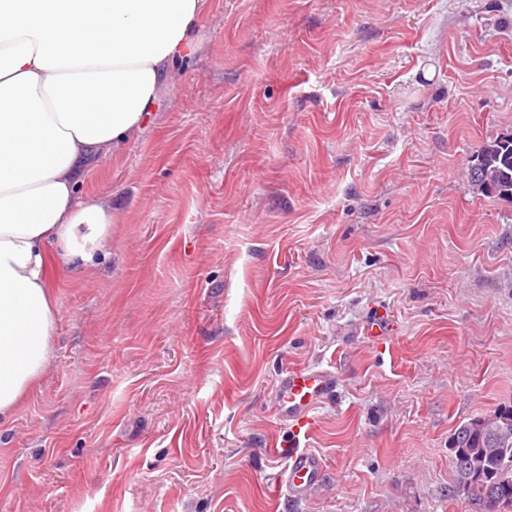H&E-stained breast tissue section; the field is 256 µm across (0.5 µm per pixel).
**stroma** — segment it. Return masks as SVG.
Masks as SVG:
<instances>
[{
    "instance_id": "stroma-1",
    "label": "stroma",
    "mask_w": 512,
    "mask_h": 512,
    "mask_svg": "<svg viewBox=\"0 0 512 512\" xmlns=\"http://www.w3.org/2000/svg\"><path fill=\"white\" fill-rule=\"evenodd\" d=\"M197 36L83 186L111 261L53 278L0 512H469L448 438L512 405V200L468 187L512 134V0H207ZM299 366L340 382L278 505Z\"/></svg>"
}]
</instances>
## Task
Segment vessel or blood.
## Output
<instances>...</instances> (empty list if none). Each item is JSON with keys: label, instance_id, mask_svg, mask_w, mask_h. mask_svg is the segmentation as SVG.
<instances>
[{"label": "vessel or blood", "instance_id": "obj_1", "mask_svg": "<svg viewBox=\"0 0 512 512\" xmlns=\"http://www.w3.org/2000/svg\"><path fill=\"white\" fill-rule=\"evenodd\" d=\"M335 371L318 367H299L280 377L273 398V410L281 418L291 421V436L287 444L272 448V456L279 458L283 469L270 487L273 498L301 499L323 478L320 457L302 448L301 441L309 434L313 422L310 413L320 403L337 393Z\"/></svg>", "mask_w": 512, "mask_h": 512}]
</instances>
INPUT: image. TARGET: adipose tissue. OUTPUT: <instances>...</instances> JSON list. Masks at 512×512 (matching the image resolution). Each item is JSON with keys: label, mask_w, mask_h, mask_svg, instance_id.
I'll return each instance as SVG.
<instances>
[{"label": "adipose tissue", "mask_w": 512, "mask_h": 512, "mask_svg": "<svg viewBox=\"0 0 512 512\" xmlns=\"http://www.w3.org/2000/svg\"><path fill=\"white\" fill-rule=\"evenodd\" d=\"M203 12L204 0H0V421L49 367L51 269L108 257L112 203L77 189L143 132Z\"/></svg>", "instance_id": "1"}]
</instances>
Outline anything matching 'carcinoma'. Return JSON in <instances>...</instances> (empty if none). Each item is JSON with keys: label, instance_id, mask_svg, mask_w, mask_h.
<instances>
[{"label": "carcinoma", "instance_id": "1", "mask_svg": "<svg viewBox=\"0 0 512 512\" xmlns=\"http://www.w3.org/2000/svg\"><path fill=\"white\" fill-rule=\"evenodd\" d=\"M474 163L486 173L484 185L475 190L487 197L512 199V136L490 142L471 156ZM505 413L506 428L499 433L489 432L473 419L460 425L448 440L453 449L451 460L454 478L449 494L456 496L455 488L468 478L471 461L486 448H498L482 475L472 481V488L464 501L471 512H504L512 508V405L500 408Z\"/></svg>", "mask_w": 512, "mask_h": 512}]
</instances>
